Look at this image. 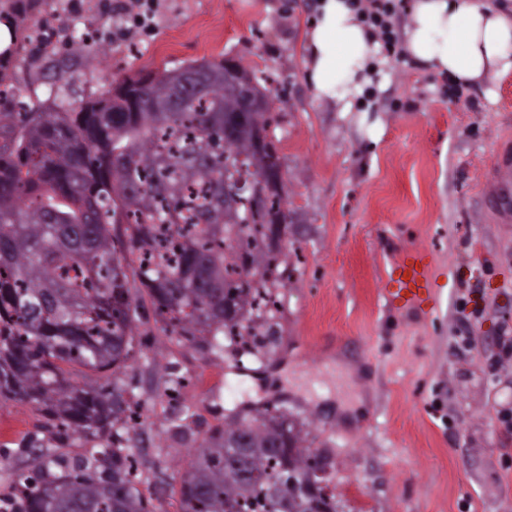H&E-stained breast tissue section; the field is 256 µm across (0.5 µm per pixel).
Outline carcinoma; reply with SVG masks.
Here are the masks:
<instances>
[{
    "label": "carcinoma",
    "mask_w": 512,
    "mask_h": 512,
    "mask_svg": "<svg viewBox=\"0 0 512 512\" xmlns=\"http://www.w3.org/2000/svg\"><path fill=\"white\" fill-rule=\"evenodd\" d=\"M263 105L246 106V87ZM267 89L241 64L195 61L114 80L78 105L0 110V400L27 402L80 437H102L124 412L97 382L125 366L139 299L181 336H257L288 224L265 218L284 197L224 199V181L273 164L260 151ZM231 129L230 136L225 130ZM123 224L125 239L115 234ZM301 423L254 409L211 430L180 475L181 512H307L282 482L324 465ZM245 451L253 476L236 466ZM60 469L61 473L54 472ZM23 512H151L123 448H88L64 465L39 462Z\"/></svg>",
    "instance_id": "cac0c4a2"
}]
</instances>
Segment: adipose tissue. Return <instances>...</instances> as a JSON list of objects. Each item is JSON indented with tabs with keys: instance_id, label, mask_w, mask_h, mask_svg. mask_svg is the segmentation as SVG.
<instances>
[{
	"instance_id": "obj_1",
	"label": "adipose tissue",
	"mask_w": 512,
	"mask_h": 512,
	"mask_svg": "<svg viewBox=\"0 0 512 512\" xmlns=\"http://www.w3.org/2000/svg\"><path fill=\"white\" fill-rule=\"evenodd\" d=\"M371 31L346 0H319L306 36V69L318 100L340 112L374 83L378 64ZM404 51L458 87L487 86L512 72V7L504 0H415L404 27Z\"/></svg>"
}]
</instances>
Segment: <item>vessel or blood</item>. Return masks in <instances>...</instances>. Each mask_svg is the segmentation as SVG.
<instances>
[{
  "instance_id": "b4317fda",
  "label": "vessel or blood",
  "mask_w": 512,
  "mask_h": 512,
  "mask_svg": "<svg viewBox=\"0 0 512 512\" xmlns=\"http://www.w3.org/2000/svg\"><path fill=\"white\" fill-rule=\"evenodd\" d=\"M493 203L498 209L512 210V169H500ZM430 266V255L425 250L402 252L388 272L389 303L401 309H424L434 294Z\"/></svg>"
}]
</instances>
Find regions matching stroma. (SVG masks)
Listing matches in <instances>:
<instances>
[{
	"mask_svg": "<svg viewBox=\"0 0 512 512\" xmlns=\"http://www.w3.org/2000/svg\"><path fill=\"white\" fill-rule=\"evenodd\" d=\"M155 2L122 37L123 0H0L17 34L0 72L33 103L227 56L270 91L293 214L270 335L246 354L220 349L170 332L146 299L112 377L136 413L119 435L153 512H180V473L210 429L266 407L305 421L340 512H512V357L498 346L512 336V221L490 202L493 168L512 160V73L451 102L447 77L384 58L385 90L341 113L307 80L317 0ZM69 24L82 44L53 36ZM407 248L435 258L431 314L385 304V272ZM358 401L362 418L345 422ZM93 445L30 404L0 402V512H19L16 481L40 456L70 461Z\"/></svg>",
	"mask_w": 512,
	"mask_h": 512,
	"instance_id": "35a3bbf8",
	"label": "stroma"
}]
</instances>
